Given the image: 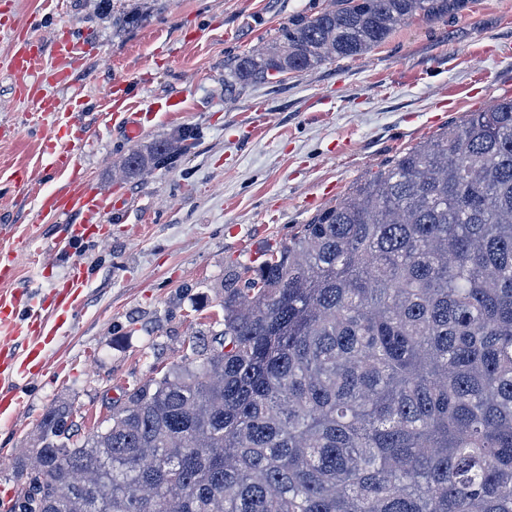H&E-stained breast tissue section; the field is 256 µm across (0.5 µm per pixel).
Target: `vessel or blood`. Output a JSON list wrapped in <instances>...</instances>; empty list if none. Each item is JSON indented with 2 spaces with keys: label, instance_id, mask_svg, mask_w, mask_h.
<instances>
[{
  "label": "vessel or blood",
  "instance_id": "obj_1",
  "mask_svg": "<svg viewBox=\"0 0 512 512\" xmlns=\"http://www.w3.org/2000/svg\"><path fill=\"white\" fill-rule=\"evenodd\" d=\"M56 64L53 68L55 80L68 82L72 71L82 62L77 44L71 40L55 43L53 46ZM46 70L40 53L32 49L29 43H22L15 55L12 72L17 84L39 86L45 79ZM36 112L42 117L54 118L57 127H72L76 124L74 116L56 114L54 103L44 95L32 99ZM112 211L105 196L100 195L88 183H69L58 193L46 198L42 212L45 215L70 213L77 215L79 221L71 225L66 236L52 241L44 240L42 235L32 234L22 238V245L32 243L58 253L67 252L70 240L84 237L94 225L103 223L106 215ZM85 282L83 268H74L64 289L50 291L43 300L37 301L18 290L0 293V415L7 414L13 403V393L17 385L19 360L33 361L40 358L43 342L55 332L54 325L45 315L46 309L68 310L74 307ZM26 310L25 319H18V310Z\"/></svg>",
  "mask_w": 512,
  "mask_h": 512
}]
</instances>
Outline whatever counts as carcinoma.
I'll use <instances>...</instances> for the list:
<instances>
[{
  "label": "carcinoma",
  "instance_id": "obj_1",
  "mask_svg": "<svg viewBox=\"0 0 512 512\" xmlns=\"http://www.w3.org/2000/svg\"><path fill=\"white\" fill-rule=\"evenodd\" d=\"M463 4L334 0L227 83L362 57ZM192 147L132 150L121 172ZM223 307L83 441L49 410L9 512H512V98L224 277Z\"/></svg>",
  "mask_w": 512,
  "mask_h": 512
}]
</instances>
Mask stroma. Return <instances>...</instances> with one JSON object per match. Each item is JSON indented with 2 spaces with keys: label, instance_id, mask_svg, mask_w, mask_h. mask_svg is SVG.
Listing matches in <instances>:
<instances>
[{
  "label": "stroma",
  "instance_id": "1",
  "mask_svg": "<svg viewBox=\"0 0 512 512\" xmlns=\"http://www.w3.org/2000/svg\"><path fill=\"white\" fill-rule=\"evenodd\" d=\"M330 2L0 0V225L61 235L75 216L48 218L40 202L76 179L117 204L70 256L0 252L15 269L8 287L38 297L68 278L72 262L86 271L79 306L0 419V512L20 488L15 460L35 448L51 407L72 409L79 437L95 432L108 402L215 331L225 274L259 264L403 152L512 96V0H467L444 20L410 21L363 58L225 86L230 61ZM15 32L47 49L60 37L82 47L69 85L46 89L57 112L80 120L89 145L78 166L51 167L44 141L54 124L29 121L33 106L11 72ZM119 80L142 114L133 141L108 100ZM185 132L195 145L174 165L121 173L131 150Z\"/></svg>",
  "mask_w": 512,
  "mask_h": 512
}]
</instances>
